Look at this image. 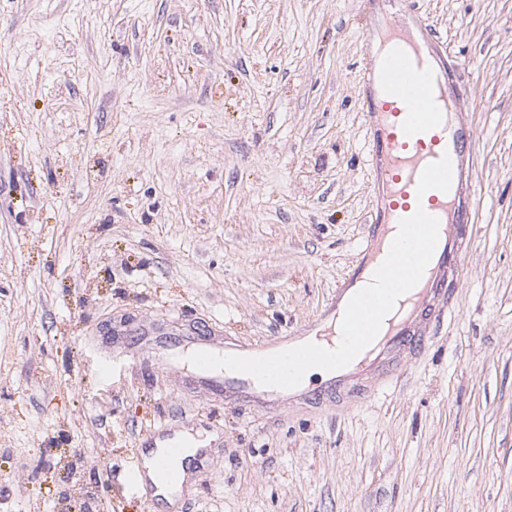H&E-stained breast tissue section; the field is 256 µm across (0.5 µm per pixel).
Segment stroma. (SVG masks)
Masks as SVG:
<instances>
[{
  "instance_id": "obj_1",
  "label": "stroma",
  "mask_w": 512,
  "mask_h": 512,
  "mask_svg": "<svg viewBox=\"0 0 512 512\" xmlns=\"http://www.w3.org/2000/svg\"><path fill=\"white\" fill-rule=\"evenodd\" d=\"M417 2L478 134L450 311L393 378L262 409L158 346L293 334L355 265L360 0H0V506L153 512L127 451L182 425L165 512H512V0Z\"/></svg>"
}]
</instances>
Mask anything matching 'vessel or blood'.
<instances>
[{
	"mask_svg": "<svg viewBox=\"0 0 512 512\" xmlns=\"http://www.w3.org/2000/svg\"><path fill=\"white\" fill-rule=\"evenodd\" d=\"M363 5V40H370L381 29L389 43L386 52L367 53L360 84L366 165L372 177L375 210L360 258L337 288L328 310L350 300L354 285L401 219L421 207L439 221L438 245L421 287L408 298L406 309L390 320L380 344L377 365L382 368L398 360L407 345L422 336L424 321L439 315L448 298V276L460 270L463 254L456 231L471 224L477 202L476 195L463 190L477 150V132L457 112L459 90L436 49L437 33L416 0H363ZM445 154L452 161L449 192L432 190L418 195L422 171ZM197 377L237 405L264 404L300 394L296 388L268 389L254 377L238 372L219 375L201 369Z\"/></svg>",
	"mask_w": 512,
	"mask_h": 512,
	"instance_id": "obj_1",
	"label": "vessel or blood"
}]
</instances>
